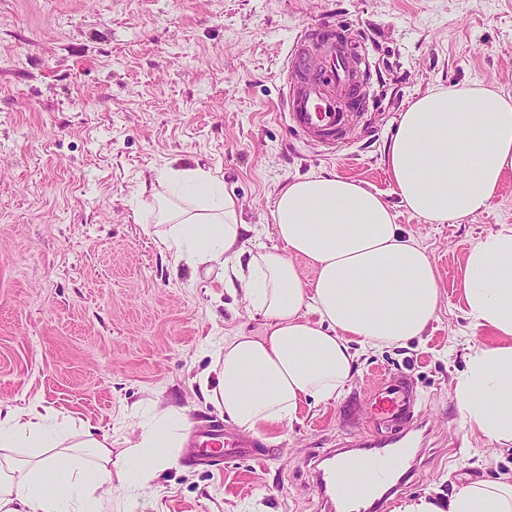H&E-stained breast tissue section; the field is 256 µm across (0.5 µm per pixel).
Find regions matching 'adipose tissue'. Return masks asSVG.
Here are the masks:
<instances>
[{"label": "adipose tissue", "instance_id": "adipose-tissue-1", "mask_svg": "<svg viewBox=\"0 0 512 512\" xmlns=\"http://www.w3.org/2000/svg\"><path fill=\"white\" fill-rule=\"evenodd\" d=\"M401 204L428 224L484 211L512 172V97L487 88L427 93L401 112L385 152ZM148 209L175 262L224 265L250 230L212 171L165 168ZM278 240L237 270L243 294L265 320L217 346L196 383L241 428L259 431L296 417L309 399L339 398L360 350L402 346L422 336L440 290L426 248L405 237L381 192L337 175L292 179L272 212ZM316 270L303 281L295 258ZM464 314L496 343L472 347L454 396L465 426L512 446V227L479 238L460 271ZM184 422L177 408L112 452L109 434L73 433L38 403L0 404V512H133L143 490L170 468ZM405 512H512V480L459 486L446 506L420 499Z\"/></svg>", "mask_w": 512, "mask_h": 512}]
</instances>
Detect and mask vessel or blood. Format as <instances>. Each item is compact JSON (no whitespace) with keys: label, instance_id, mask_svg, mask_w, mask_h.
<instances>
[{"label":"vessel or blood","instance_id":"obj_1","mask_svg":"<svg viewBox=\"0 0 512 512\" xmlns=\"http://www.w3.org/2000/svg\"><path fill=\"white\" fill-rule=\"evenodd\" d=\"M358 43L341 22L321 21L305 30L288 57L284 107L288 125L302 139L324 147L346 144L366 103ZM376 430L359 434L357 452L336 458L319 470L318 484L329 512L336 508L339 472L375 489L389 486L402 492L405 480L395 469L401 448L425 436L420 397L403 377L375 386L367 395Z\"/></svg>","mask_w":512,"mask_h":512}]
</instances>
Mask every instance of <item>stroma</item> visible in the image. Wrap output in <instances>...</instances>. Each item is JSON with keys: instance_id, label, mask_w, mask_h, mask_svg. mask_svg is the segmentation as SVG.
Here are the masks:
<instances>
[{"instance_id": "obj_1", "label": "stroma", "mask_w": 512, "mask_h": 512, "mask_svg": "<svg viewBox=\"0 0 512 512\" xmlns=\"http://www.w3.org/2000/svg\"><path fill=\"white\" fill-rule=\"evenodd\" d=\"M324 19L359 32L367 62L366 114L332 150L282 113L289 53ZM474 85L512 95V0H0V403H40L118 451L179 408L175 464L136 512H326L314 462L350 438L343 403L394 375L420 394L428 434L392 512L512 479V447L463 425L452 386L469 346L495 341L465 318L459 277L477 239L512 226V173L482 213L428 224L401 207L385 164L413 99ZM171 164L217 172L254 247L275 244L272 204L294 177L382 192L434 261V319L361 354L341 399L303 404L253 434L249 457L213 462L197 434L242 429L192 379L215 342L260 335L262 321L218 271L161 248L144 203Z\"/></svg>"}]
</instances>
